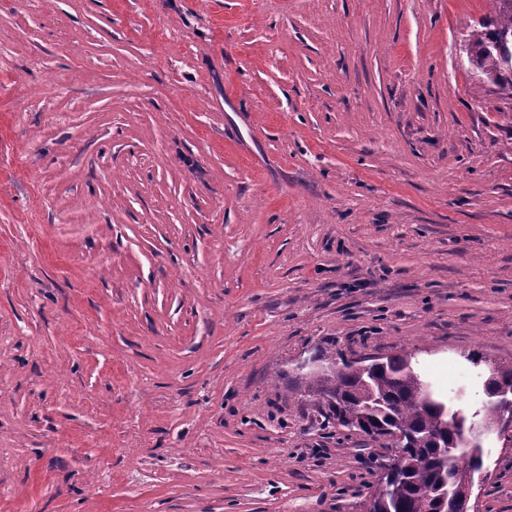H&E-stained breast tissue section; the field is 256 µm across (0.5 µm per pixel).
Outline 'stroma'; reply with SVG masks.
Masks as SVG:
<instances>
[{
	"label": "stroma",
	"mask_w": 512,
	"mask_h": 512,
	"mask_svg": "<svg viewBox=\"0 0 512 512\" xmlns=\"http://www.w3.org/2000/svg\"><path fill=\"white\" fill-rule=\"evenodd\" d=\"M489 0H0V512H361L296 365L512 361ZM477 512H512V442Z\"/></svg>",
	"instance_id": "obj_1"
}]
</instances>
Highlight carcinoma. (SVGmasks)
Wrapping results in <instances>:
<instances>
[{
	"label": "carcinoma",
	"instance_id": "obj_1",
	"mask_svg": "<svg viewBox=\"0 0 512 512\" xmlns=\"http://www.w3.org/2000/svg\"><path fill=\"white\" fill-rule=\"evenodd\" d=\"M494 17L469 34L468 62L480 80L499 84L512 77V0H490ZM307 390L344 406L366 410L374 425L408 432L414 439L390 457L397 482L368 500L369 512H432L439 490L458 499L471 496L469 472L483 468V449L457 443L461 428L472 421H496L497 408L482 400L474 407L465 393L449 399L427 395L428 381L412 357L394 355L365 376L340 372L301 378ZM512 389V362L489 369L483 390Z\"/></svg>",
	"mask_w": 512,
	"mask_h": 512
}]
</instances>
